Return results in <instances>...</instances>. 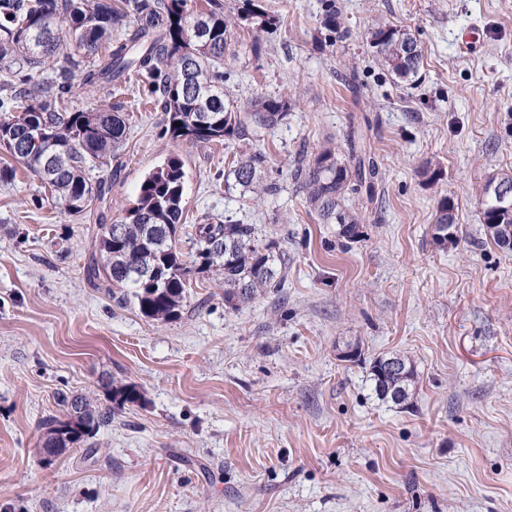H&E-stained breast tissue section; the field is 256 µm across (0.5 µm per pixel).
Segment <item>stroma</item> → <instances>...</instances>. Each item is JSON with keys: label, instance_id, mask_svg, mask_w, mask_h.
Segmentation results:
<instances>
[{"label": "stroma", "instance_id": "35a3bbf8", "mask_svg": "<svg viewBox=\"0 0 512 512\" xmlns=\"http://www.w3.org/2000/svg\"><path fill=\"white\" fill-rule=\"evenodd\" d=\"M264 3L275 26L238 29L225 66L239 101L295 99L262 138L173 142L133 81L126 138L91 174L112 184L105 203L68 214L22 169L0 186V512H512V250L479 221L480 187L512 174V0H336L351 34L332 43L322 0ZM380 22L420 44L415 78L374 62ZM354 138L379 174L352 200L366 222L347 242L292 174L327 146L349 157ZM249 148L278 186L256 204L224 189ZM173 154L183 224L255 225L288 254L279 294L234 307L207 270L160 322L90 286L99 224ZM444 198L457 224L439 245ZM393 354L418 372L404 409L371 379ZM124 386L142 402L121 403ZM62 391L112 419L48 458L39 423L62 415Z\"/></svg>", "mask_w": 512, "mask_h": 512}]
</instances>
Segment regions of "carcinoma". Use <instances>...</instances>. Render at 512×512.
Returning <instances> with one entry per match:
<instances>
[{
    "label": "carcinoma",
    "instance_id": "1",
    "mask_svg": "<svg viewBox=\"0 0 512 512\" xmlns=\"http://www.w3.org/2000/svg\"><path fill=\"white\" fill-rule=\"evenodd\" d=\"M263 0H244L240 19L262 31L272 26ZM320 26L336 33V3L327 0ZM235 21L224 15L218 0L196 7L193 0H0V146L31 176L51 190V197L69 213L92 208L105 194L103 181L90 173L109 163L126 132L125 102L75 103L85 88H112L130 76L139 77L148 96L166 116L165 132L174 141L219 143L257 136L285 119L291 101L285 96H257L236 105L224 91V55ZM373 56L400 79L418 73L423 53L411 34L381 24L371 30ZM40 136L32 144L29 139ZM266 155L253 150L233 162L225 191L258 198L273 192L263 183ZM379 174L374 160L362 155L352 168L339 150L324 148L314 162L297 171L307 207L325 224L338 226V237L352 241L362 217L349 197L372 193ZM185 171L173 155L146 175L135 203L113 225H99L95 250L86 263V277L95 288L126 289L123 299L152 320L178 314L190 277L214 268L224 279V299L237 306L284 285L288 253L261 246L256 227L226 220L196 224L190 240L197 264L178 256L183 216ZM482 223L502 248L512 249V206L483 195ZM142 263L155 277L136 280L131 266ZM404 372L380 377L382 359L374 360L375 392L397 405L417 384L414 366L399 355ZM66 414L41 424V445L57 453L84 440L111 419V411L94 407L82 396L58 395Z\"/></svg>",
    "mask_w": 512,
    "mask_h": 512
}]
</instances>
